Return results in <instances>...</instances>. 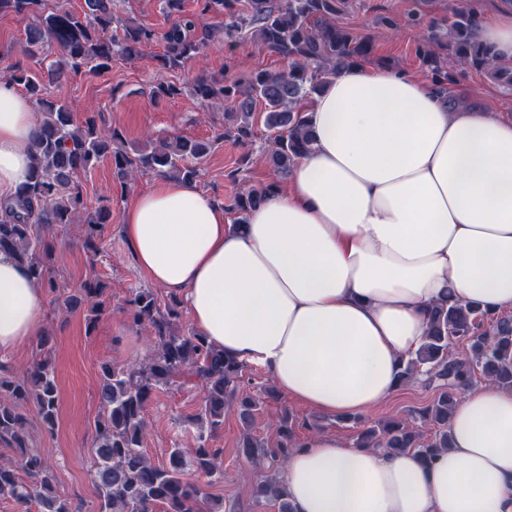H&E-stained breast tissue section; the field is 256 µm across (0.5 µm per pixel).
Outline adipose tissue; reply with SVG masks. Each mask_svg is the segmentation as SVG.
<instances>
[{
	"mask_svg": "<svg viewBox=\"0 0 512 512\" xmlns=\"http://www.w3.org/2000/svg\"><path fill=\"white\" fill-rule=\"evenodd\" d=\"M314 135L284 191L246 223L158 178L121 216L139 268L225 357L331 416L397 387L435 304L512 312V117L451 104L394 68L339 69L310 100ZM32 103L0 79V201L30 176ZM44 294L0 252V352L40 335ZM431 464L313 432L281 474L293 512H512V390L466 386Z\"/></svg>",
	"mask_w": 512,
	"mask_h": 512,
	"instance_id": "1",
	"label": "adipose tissue"
}]
</instances>
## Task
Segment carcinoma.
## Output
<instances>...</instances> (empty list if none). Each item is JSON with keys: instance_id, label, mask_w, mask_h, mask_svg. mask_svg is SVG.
Wrapping results in <instances>:
<instances>
[{"instance_id": "1", "label": "carcinoma", "mask_w": 512, "mask_h": 512, "mask_svg": "<svg viewBox=\"0 0 512 512\" xmlns=\"http://www.w3.org/2000/svg\"><path fill=\"white\" fill-rule=\"evenodd\" d=\"M46 2L0 0V14L29 19L22 58L9 63L7 69L39 112L29 180L19 187L13 201L0 206V251L12 253L40 287L52 292L57 285L46 258L52 250L49 234L53 226L82 225V246L95 254L101 226L112 221L109 205L86 212L80 174L108 156L123 186L143 175L192 182L212 143L174 137L150 149H123L118 131L103 129L101 113L88 112L83 122H76L67 105L43 96L46 85L82 71L107 68L116 56L137 57L158 41L165 47L156 57L159 67L179 69L215 39L216 32L201 25L200 17L220 15L224 17V41L235 43L247 36L287 61L288 67L259 70L243 81L201 76L194 92L204 102L224 106V133L216 139L231 138L242 146L256 136L255 110L261 106L269 164L286 176L312 145L301 102L318 94L338 67L358 65L374 53L369 38L352 33L340 22L349 0H247L243 10L239 0H198L197 14L184 13V0H161L163 13L173 18L162 34L133 17L117 16V0H84L80 13L68 8V0H57L51 11L45 9ZM479 23L476 14L453 6L448 18L420 39L419 58L431 72L432 86L439 94H445L453 80L443 51L512 90V64L500 60L493 46L475 39ZM48 45L60 48L61 58L49 61L43 57ZM34 59L44 68L36 70L27 64ZM277 189L275 183L242 188L227 207L236 214L234 223H246L250 211ZM105 293L106 288L93 279L66 296L64 304L75 307L93 299L92 312L98 317L105 312ZM127 312L134 324L145 329L156 352L146 364H105L101 368V414L92 445L97 512H156L159 507L163 512H223L222 501L208 496L202 484L186 476L188 462L181 449L171 450L166 466L147 460L145 414L154 391L178 378L201 387V409L193 419L197 429L193 469L219 477L223 449L209 442L224 423L226 400L235 393L247 364L224 358V353L196 332L183 329L180 301L175 296L162 305L153 293L138 291L128 301ZM457 344L465 348L464 354L454 352ZM6 371L0 364V443L20 453L13 461L0 462V497L12 499L23 509L36 503L41 512H71L66 500L48 494L52 487L44 459L28 444V404H34L46 428L55 427L58 397L51 362L43 355L11 380L5 378ZM476 375L512 390V318L475 303L447 300L433 309L424 342L399 375L402 386L421 379L425 387L435 390L433 399L406 417L362 430L354 445L413 451L430 461L449 447L448 413L459 389L472 384ZM259 402L254 395L238 400L245 424L242 453L258 461H284L300 448L294 441V423L283 416L276 424V444L269 447L250 433ZM257 494L281 502V512H292L285 488L276 479L259 483Z\"/></svg>"}]
</instances>
